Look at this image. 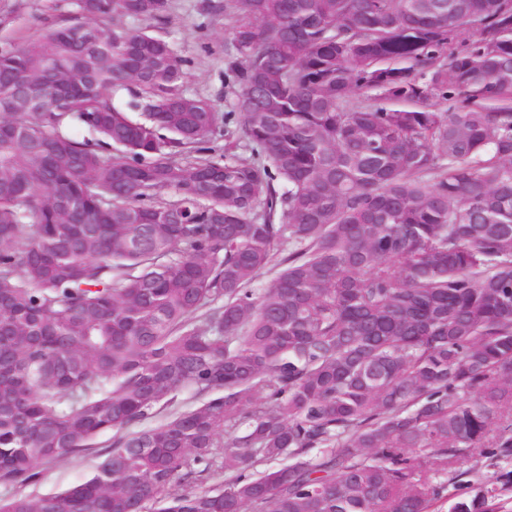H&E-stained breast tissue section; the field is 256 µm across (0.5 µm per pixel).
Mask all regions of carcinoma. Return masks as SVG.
Segmentation results:
<instances>
[{
	"label": "carcinoma",
	"mask_w": 512,
	"mask_h": 512,
	"mask_svg": "<svg viewBox=\"0 0 512 512\" xmlns=\"http://www.w3.org/2000/svg\"><path fill=\"white\" fill-rule=\"evenodd\" d=\"M230 2L232 162L119 23L169 0L0 47V483L112 433L0 512H437L512 455V0ZM229 130V132H227ZM221 136H218L220 155L227 158H236L248 154L247 140L243 137L239 123H231L230 127L221 129ZM112 444V433L99 437L92 448L69 455L56 462L41 465V478L36 484L22 487L27 494L50 495L85 479Z\"/></svg>",
	"instance_id": "cac0c4a2"
}]
</instances>
